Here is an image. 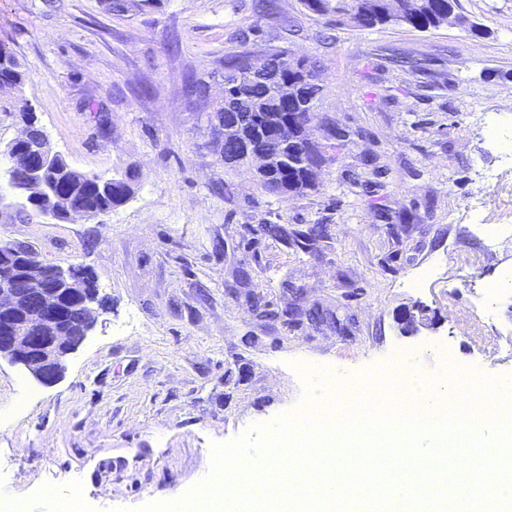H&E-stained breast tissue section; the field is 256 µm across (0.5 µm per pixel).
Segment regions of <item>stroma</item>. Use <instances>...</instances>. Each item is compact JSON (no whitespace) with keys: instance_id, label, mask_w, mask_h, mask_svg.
<instances>
[{"instance_id":"1","label":"stroma","mask_w":512,"mask_h":512,"mask_svg":"<svg viewBox=\"0 0 512 512\" xmlns=\"http://www.w3.org/2000/svg\"><path fill=\"white\" fill-rule=\"evenodd\" d=\"M260 3L0 0V43L26 74L0 90V150L24 102L78 171L139 174L131 199L93 219L22 222L19 196L0 202V241L83 266L110 300L57 384L0 360L7 496L78 480L100 512L178 499L212 444L300 404L301 364L512 377V288L497 286L512 270V160L491 135L512 127V0H459L476 36ZM279 51L320 67L325 148L315 188L285 199L211 150L225 58ZM315 225L322 238L305 240ZM417 305L433 326L403 332Z\"/></svg>"}]
</instances>
